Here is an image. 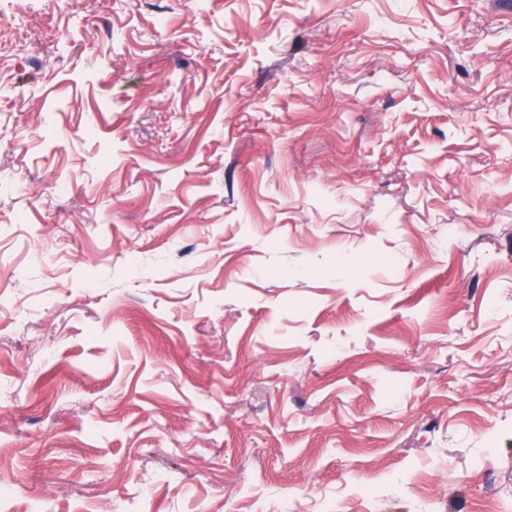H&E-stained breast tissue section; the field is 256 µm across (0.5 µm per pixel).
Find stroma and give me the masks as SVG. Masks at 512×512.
I'll use <instances>...</instances> for the list:
<instances>
[{"mask_svg": "<svg viewBox=\"0 0 512 512\" xmlns=\"http://www.w3.org/2000/svg\"><path fill=\"white\" fill-rule=\"evenodd\" d=\"M0 512H506L512 0H0Z\"/></svg>", "mask_w": 512, "mask_h": 512, "instance_id": "1", "label": "stroma"}]
</instances>
